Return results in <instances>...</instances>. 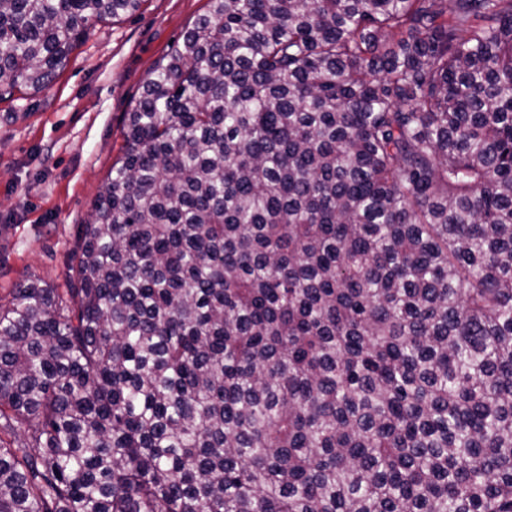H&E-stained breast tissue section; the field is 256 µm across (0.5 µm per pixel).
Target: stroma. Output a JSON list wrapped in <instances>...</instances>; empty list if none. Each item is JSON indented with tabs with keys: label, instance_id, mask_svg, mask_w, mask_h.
Masks as SVG:
<instances>
[{
	"label": "stroma",
	"instance_id": "stroma-1",
	"mask_svg": "<svg viewBox=\"0 0 512 512\" xmlns=\"http://www.w3.org/2000/svg\"><path fill=\"white\" fill-rule=\"evenodd\" d=\"M208 0H143L93 28L57 78L0 101V302L65 288L84 224L123 145L124 114Z\"/></svg>",
	"mask_w": 512,
	"mask_h": 512
}]
</instances>
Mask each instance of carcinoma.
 Returning <instances> with one entry per match:
<instances>
[{"label": "carcinoma", "instance_id": "cac0c4a2", "mask_svg": "<svg viewBox=\"0 0 512 512\" xmlns=\"http://www.w3.org/2000/svg\"><path fill=\"white\" fill-rule=\"evenodd\" d=\"M142 2L0 0V100ZM208 2L0 305V512H512V0Z\"/></svg>", "mask_w": 512, "mask_h": 512}]
</instances>
